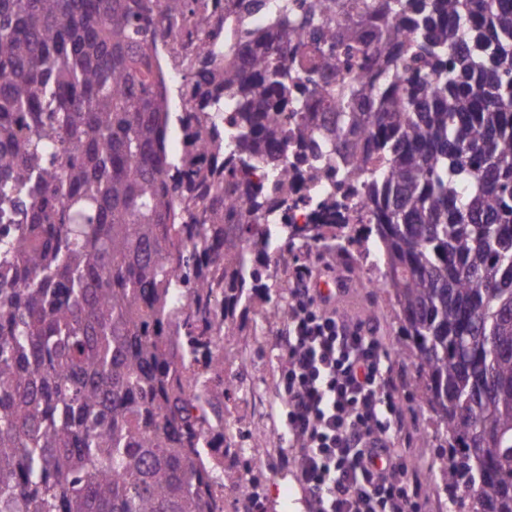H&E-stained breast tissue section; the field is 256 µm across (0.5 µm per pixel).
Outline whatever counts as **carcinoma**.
I'll use <instances>...</instances> for the list:
<instances>
[{
  "mask_svg": "<svg viewBox=\"0 0 512 512\" xmlns=\"http://www.w3.org/2000/svg\"><path fill=\"white\" fill-rule=\"evenodd\" d=\"M244 2L279 38L204 58L175 163L158 46L204 0H0V512H224L218 345L239 310L288 318L266 305L294 239H336L260 223L318 140L367 189L336 255L385 256L438 449L426 488L512 512V0ZM370 55L383 81L336 80ZM226 98L232 153L205 113Z\"/></svg>",
  "mask_w": 512,
  "mask_h": 512,
  "instance_id": "obj_1",
  "label": "carcinoma"
}]
</instances>
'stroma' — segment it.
<instances>
[{"label":"stroma","mask_w":512,"mask_h":512,"mask_svg":"<svg viewBox=\"0 0 512 512\" xmlns=\"http://www.w3.org/2000/svg\"><path fill=\"white\" fill-rule=\"evenodd\" d=\"M292 250L294 257L289 265L272 267V275L290 282L297 268L308 265L316 277L336 281L340 286L335 303L337 312L365 324L390 352L391 369L399 382V405L407 429L400 449L414 462L418 477L430 480L438 467L437 451L423 445L430 424L427 409L412 386L414 368L409 360L394 354L401 338L392 301L384 292L359 286L356 277L337 264L335 258L308 263L309 241L297 239ZM285 325V320L270 318L264 312L248 311L244 316L243 331L226 342L225 352L228 357L243 359L250 365L243 376L252 396V403L245 411L246 429L262 443L253 468L262 483L263 512H313L310 495L297 483L293 470L283 463V455L290 445L284 427L285 403L279 390L281 337Z\"/></svg>","instance_id":"1"}]
</instances>
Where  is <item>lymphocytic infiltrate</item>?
Segmentation results:
<instances>
[{
	"mask_svg": "<svg viewBox=\"0 0 512 512\" xmlns=\"http://www.w3.org/2000/svg\"><path fill=\"white\" fill-rule=\"evenodd\" d=\"M386 360L369 330L326 308L300 270L280 391L295 443L288 462L314 512H417L422 483L396 446L399 388Z\"/></svg>",
	"mask_w": 512,
	"mask_h": 512,
	"instance_id": "1",
	"label": "lymphocytic infiltrate"
}]
</instances>
